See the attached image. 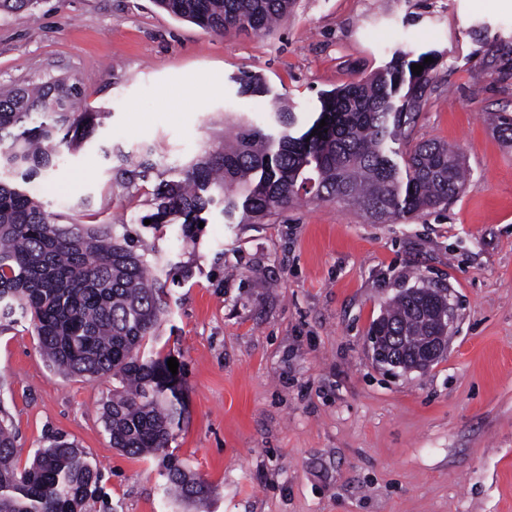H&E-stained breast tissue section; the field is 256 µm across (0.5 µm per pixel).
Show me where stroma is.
<instances>
[{"instance_id":"obj_1","label":"stroma","mask_w":512,"mask_h":512,"mask_svg":"<svg viewBox=\"0 0 512 512\" xmlns=\"http://www.w3.org/2000/svg\"><path fill=\"white\" fill-rule=\"evenodd\" d=\"M397 48L439 53L408 142L459 149L468 178L446 208L371 224L306 199L263 224L211 212L187 239L142 224L161 180L223 146L225 118L266 122L268 99L238 96L241 72L311 113ZM60 77L100 124L29 190L58 223L128 225L178 266L151 347L181 373L169 450L213 490L189 512H512V149L486 121L512 112V7L296 0L273 31L226 36L155 0L0 13V85ZM125 157L154 168L119 184ZM428 283L454 305L447 355L387 370L369 330L399 290ZM113 386L54 374L28 322L0 326V412L19 466L61 437L102 473L106 501L86 512H168L155 463L113 448L104 428Z\"/></svg>"}]
</instances>
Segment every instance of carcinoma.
I'll use <instances>...</instances> for the list:
<instances>
[{
  "label": "carcinoma",
  "mask_w": 512,
  "mask_h": 512,
  "mask_svg": "<svg viewBox=\"0 0 512 512\" xmlns=\"http://www.w3.org/2000/svg\"><path fill=\"white\" fill-rule=\"evenodd\" d=\"M168 13L218 34L266 33L294 0H156ZM437 58L434 51H397L366 80L319 97L317 116L301 124L291 107L272 98V123L240 120L224 150L194 160L184 176L162 181L147 215L155 227L181 225L191 236L214 207L229 222L260 224L299 200H338L373 224L394 223L448 206L464 190L458 151L425 141L402 149L414 125ZM424 66L419 75L411 65ZM242 96L269 89L252 73L234 78ZM82 91L64 80L0 89V316L30 319L38 347L52 369L67 376L117 380L102 405L112 447L159 461L164 490L183 504L206 501L211 488L169 452L185 411L179 376L168 356L141 354L160 335L167 315L161 287L168 260L136 244L125 224H58L14 180L25 182L56 166L63 154L88 142L95 113ZM327 125L319 128L321 120ZM493 131L512 147V114L497 112ZM317 135H312V132ZM154 169L144 159L120 170L122 182ZM153 278H148V275ZM448 312V289L400 291L371 328L390 355L412 361L429 337L432 320ZM101 474L73 444L54 440L24 469L15 460V434L0 422V512H85L100 498Z\"/></svg>",
  "instance_id": "obj_1"
}]
</instances>
